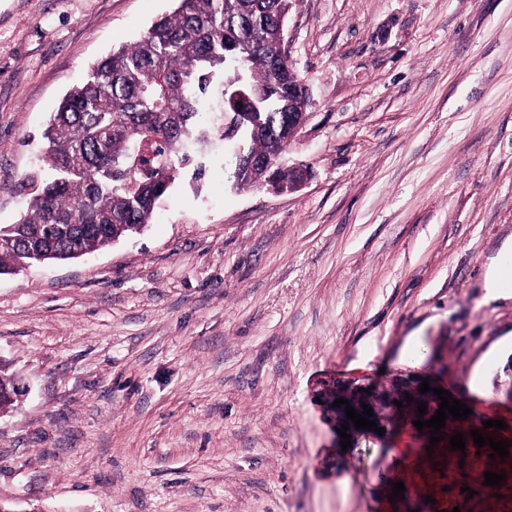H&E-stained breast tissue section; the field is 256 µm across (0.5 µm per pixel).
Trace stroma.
<instances>
[{"label": "stroma", "mask_w": 512, "mask_h": 512, "mask_svg": "<svg viewBox=\"0 0 512 512\" xmlns=\"http://www.w3.org/2000/svg\"><path fill=\"white\" fill-rule=\"evenodd\" d=\"M173 8L0 0V225L63 97ZM285 47L301 188L236 187L215 138L143 232L0 275L25 389L0 512H512V454L406 428L344 449L322 402L434 372L512 442V0H291Z\"/></svg>", "instance_id": "1"}]
</instances>
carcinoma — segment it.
Returning <instances> with one entry per match:
<instances>
[{
  "mask_svg": "<svg viewBox=\"0 0 512 512\" xmlns=\"http://www.w3.org/2000/svg\"><path fill=\"white\" fill-rule=\"evenodd\" d=\"M174 11L152 23L138 41L92 64L88 78L51 113L43 133L46 176L23 181L25 206L14 224L0 225V274L43 255L59 261L96 252L151 222L157 202L194 153L211 139L200 121L211 104L224 108V73L243 75L245 103L234 115L237 185L262 188L271 179L262 163L293 140L288 117L309 102L288 95L297 79L276 33L286 0H174ZM14 377L0 369V410L13 405Z\"/></svg>",
  "mask_w": 512,
  "mask_h": 512,
  "instance_id": "obj_1",
  "label": "carcinoma"
}]
</instances>
